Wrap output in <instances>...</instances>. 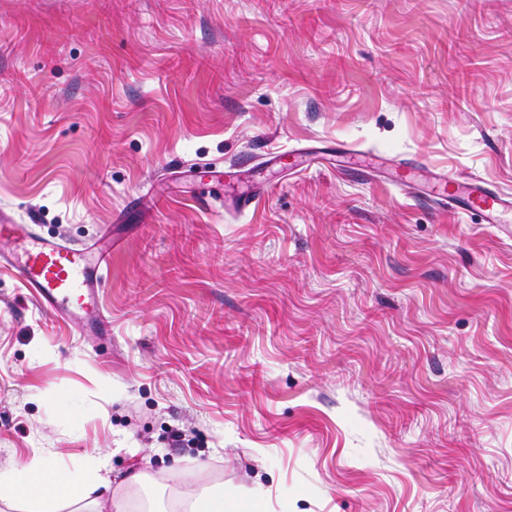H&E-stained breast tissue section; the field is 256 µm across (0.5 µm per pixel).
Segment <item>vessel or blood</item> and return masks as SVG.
Here are the masks:
<instances>
[{
    "label": "vessel or blood",
    "instance_id": "vessel-or-blood-1",
    "mask_svg": "<svg viewBox=\"0 0 512 512\" xmlns=\"http://www.w3.org/2000/svg\"><path fill=\"white\" fill-rule=\"evenodd\" d=\"M426 180L440 207L468 211L484 224L512 223V198L486 187L480 179L430 174ZM0 240L14 246L0 255V267L17 274L43 310L78 326L104 324L99 297L103 272L111 266L117 248L111 236L76 246L41 236L31 225L14 223L1 212Z\"/></svg>",
    "mask_w": 512,
    "mask_h": 512
}]
</instances>
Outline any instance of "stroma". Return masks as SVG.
<instances>
[{
  "label": "stroma",
  "instance_id": "1",
  "mask_svg": "<svg viewBox=\"0 0 512 512\" xmlns=\"http://www.w3.org/2000/svg\"><path fill=\"white\" fill-rule=\"evenodd\" d=\"M414 159L512 196V0H0V211L120 242L99 330L0 270V470L512 512V233Z\"/></svg>",
  "mask_w": 512,
  "mask_h": 512
}]
</instances>
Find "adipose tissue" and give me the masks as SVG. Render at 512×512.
I'll list each match as a JSON object with an SVG mask.
<instances>
[{"mask_svg":"<svg viewBox=\"0 0 512 512\" xmlns=\"http://www.w3.org/2000/svg\"><path fill=\"white\" fill-rule=\"evenodd\" d=\"M106 462L91 456L74 467L61 465L56 454L45 452L8 470H0V501L20 503L27 512H60L62 502L80 505L81 512H105L113 507L111 481L105 476Z\"/></svg>","mask_w":512,"mask_h":512,"instance_id":"adipose-tissue-1","label":"adipose tissue"}]
</instances>
